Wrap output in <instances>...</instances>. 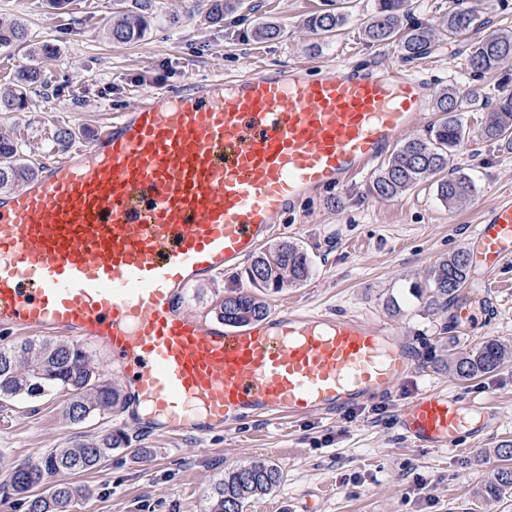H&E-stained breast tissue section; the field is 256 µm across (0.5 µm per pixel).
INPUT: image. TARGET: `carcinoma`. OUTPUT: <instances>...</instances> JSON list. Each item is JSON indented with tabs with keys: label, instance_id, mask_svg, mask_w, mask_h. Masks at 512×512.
Wrapping results in <instances>:
<instances>
[{
	"label": "carcinoma",
	"instance_id": "1",
	"mask_svg": "<svg viewBox=\"0 0 512 512\" xmlns=\"http://www.w3.org/2000/svg\"><path fill=\"white\" fill-rule=\"evenodd\" d=\"M206 17L219 24L233 13V0H208ZM152 0H135V6L121 13L107 31L116 43H131L144 37L150 29ZM348 20L345 7L320 10L306 22L316 36L331 37L341 31ZM476 18L464 6V0H453L448 7L446 32L455 40L474 28ZM363 36L370 43L396 45L406 61L430 54L433 31L427 23L411 13L408 0H377L375 11L362 23ZM15 44L29 45V57L47 54V44L34 43L28 29L19 20L0 23V48ZM512 58V25L498 28L471 48L468 65L476 73L489 74ZM15 88L0 89V112H13L25 104L26 88L44 83L38 67H24L14 76ZM441 118L424 137L404 141L392 159L373 180L375 195L390 199L423 182L435 185L437 196L447 205L465 201L473 191L470 180L448 172L451 153L466 138L459 118L462 111L454 87L442 89L435 102ZM481 137L488 142L506 141L512 145V93L502 91L487 109ZM20 146L0 139V190L11 191L28 181L33 169L17 162ZM469 253L461 250L435 266L424 282L430 304L445 307L459 297L468 281L471 264ZM311 262L304 248L294 243L279 244L256 257L248 269L253 292H240L224 298L216 305V315L226 324L235 325L263 319L268 306L262 295L278 292L305 280ZM506 350L490 339L478 346L455 353L451 371L461 379L490 373L499 368ZM49 395L65 397L69 419L75 423L118 409L122 403L120 388L93 362L89 352L64 340L25 341L0 346V402L28 400ZM131 444L120 430H111L97 439L79 440L63 448H51L35 460L11 467L5 485L11 494L28 503V512H72L74 502L88 489L66 479L96 469L112 451ZM504 465L493 470L481 488V496L498 500L512 494V442L506 441L495 450ZM283 481L282 470L274 463L255 462L230 467L208 489L209 512H243L248 500L270 493Z\"/></svg>",
	"mask_w": 512,
	"mask_h": 512
}]
</instances>
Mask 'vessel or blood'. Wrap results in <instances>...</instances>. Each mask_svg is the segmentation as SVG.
Returning <instances> with one entry per match:
<instances>
[{
  "label": "vessel or blood",
  "mask_w": 512,
  "mask_h": 512,
  "mask_svg": "<svg viewBox=\"0 0 512 512\" xmlns=\"http://www.w3.org/2000/svg\"><path fill=\"white\" fill-rule=\"evenodd\" d=\"M429 81L382 57L312 73L260 67L150 94L0 195V328L64 335L122 361L155 436L205 439L394 394L415 366L398 332L291 308L238 327L188 314L185 292L237 266L300 199L369 170L430 108ZM495 286L512 255V198L470 240ZM489 405L444 388L397 417L417 448L477 438Z\"/></svg>",
  "instance_id": "obj_1"
}]
</instances>
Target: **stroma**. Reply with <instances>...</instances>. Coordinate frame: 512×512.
Returning <instances> with one entry per match:
<instances>
[{
    "label": "stroma",
    "instance_id": "stroma-1",
    "mask_svg": "<svg viewBox=\"0 0 512 512\" xmlns=\"http://www.w3.org/2000/svg\"><path fill=\"white\" fill-rule=\"evenodd\" d=\"M477 31L448 40L442 31L448 0H411L412 13L437 34L426 58L408 71L429 79L434 91L466 86L495 98L512 90V59L497 74L480 76L467 54L481 36L512 23V0H466ZM132 0H0V21L22 20L50 45L40 59L47 87H30L25 108L0 112V132L25 141L27 162L40 166L59 151L61 128L89 133L114 112L133 109L149 93L187 81L221 75L235 78L257 66L318 68L336 62L365 64L395 53L372 44L361 24L374 0H350V21L339 36L309 35L306 18L327 0H241L223 23L206 19V0H153L152 29L140 41L112 43L106 31ZM178 16L179 27L169 19ZM261 22L279 25L274 41L251 38ZM468 136L453 152L449 168L470 178L471 197L451 208L425 182L382 199L372 176L343 189L298 202L278 224L273 244L296 243L311 259L299 285L268 293L270 311L293 306L343 311L400 330L418 355L420 370L393 396L332 416L310 415L290 423L228 425L204 442L146 433L129 407L71 423L60 398L19 401L0 408V475L52 448L111 430L136 437L134 450L118 449L102 465L74 476L90 494L74 512H208L206 491L226 468L254 462L277 464L283 482L269 495L249 501L243 512H512V495L485 502L478 489L492 473L494 448L512 441V258L501 266L493 300H486L482 274L474 270L461 301L483 308L480 325L464 331L452 307L431 306L420 295L430 269L465 249L482 213L512 190V147L483 141L482 105L463 110ZM247 265L200 281L186 304L189 313L214 318L222 297L248 283ZM495 339L507 352L495 373L462 381L449 370L450 349L468 350ZM442 386L466 401L490 402L496 411L482 435L463 439L459 450L415 448L397 424V406L416 392Z\"/></svg>",
    "mask_w": 512,
    "mask_h": 512
}]
</instances>
